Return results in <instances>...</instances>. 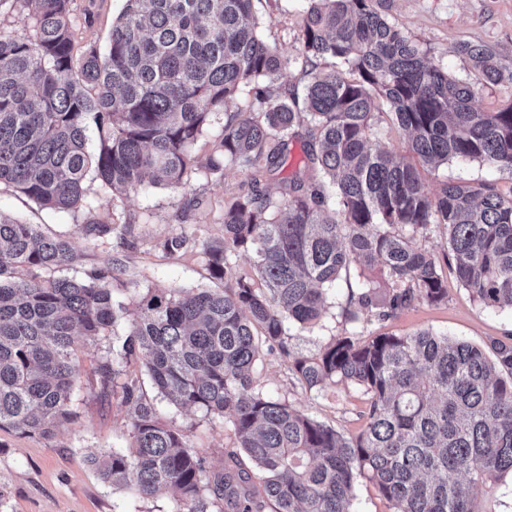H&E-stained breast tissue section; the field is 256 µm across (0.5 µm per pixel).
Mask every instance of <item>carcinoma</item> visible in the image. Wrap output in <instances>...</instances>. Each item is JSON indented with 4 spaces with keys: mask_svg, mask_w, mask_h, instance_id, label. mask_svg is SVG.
Instances as JSON below:
<instances>
[{
    "mask_svg": "<svg viewBox=\"0 0 512 512\" xmlns=\"http://www.w3.org/2000/svg\"><path fill=\"white\" fill-rule=\"evenodd\" d=\"M371 2L310 0L293 63L329 58L332 68L312 67L299 99L260 84L287 61L262 39L253 0H126L106 52L81 55L70 0H0L21 4L32 23L0 34V185L69 211L83 205L91 172L125 192L147 181L179 190L198 166L252 173L250 191L224 209L223 239L203 245L224 290L151 291L132 309L109 288L119 268L55 277L76 259L70 241L0 215V430L54 437L73 417L80 348L123 320L98 374L104 387L120 386L132 436L128 449L90 458L105 482L144 497L171 490L174 512H348L362 477L393 512H484L474 491L512 475V344L361 330L310 356L289 345L287 325L316 324L325 291L353 266L380 265L391 288L380 299L362 283L342 308L347 321L358 309L381 321L443 301L439 259L416 243L433 224L447 230L458 281L481 304L512 308V196L483 183H446L432 196L422 176L450 159L512 172V101L477 107L472 83L426 61ZM458 52L477 80L512 89V70L483 45L464 41ZM242 95L250 110L227 111ZM383 103L408 136V157L371 144ZM214 112L224 130L201 163L192 148ZM296 139L304 164L274 196L261 182L283 170ZM193 246L182 233L159 243L169 257ZM240 251L253 255V274L235 275ZM262 342L310 392L362 389L361 432L347 437L262 393ZM133 362L160 395L228 418L256 474L238 460L208 474L138 379L117 384Z\"/></svg>",
    "mask_w": 512,
    "mask_h": 512,
    "instance_id": "cac0c4a2",
    "label": "carcinoma"
}]
</instances>
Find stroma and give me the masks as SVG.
<instances>
[{
  "label": "stroma",
  "mask_w": 512,
  "mask_h": 512,
  "mask_svg": "<svg viewBox=\"0 0 512 512\" xmlns=\"http://www.w3.org/2000/svg\"><path fill=\"white\" fill-rule=\"evenodd\" d=\"M124 6L125 0H71L75 53L105 47ZM308 6V0L253 2L263 36L284 57L299 53L300 27ZM373 6L426 51L433 63L456 78L471 76L468 61L456 50L463 41L483 44L500 65L512 69V0H373ZM247 180V171L232 165L226 166L220 177L192 172L181 191L151 186L119 193L90 179L83 207L68 212L40 207L4 186L0 188V214L38 225L42 231L72 242L78 258L61 267L60 275L84 279L120 263L122 271L109 286L114 299L127 304L155 288L185 292L223 288V281L210 277L201 246L223 238L224 207L246 190ZM447 182H482L502 194L512 193V172L475 161L455 159L427 176L434 195ZM192 195L201 198L202 205L184 212L183 201ZM94 219L113 225L115 236L88 240L82 226ZM176 233L186 234L196 246L179 257L165 256L158 243ZM123 237L132 240V247H120ZM421 245L442 260L447 299L439 304L418 302L387 320L366 323L367 333L403 336L428 329L477 345L512 334V308L484 306L457 281L453 264L446 259L448 239L443 228H433ZM378 276V270L351 267L347 276L328 290L323 320L313 327H291L289 343L295 352L316 353L333 336L349 329V322L339 314L341 306L364 278ZM124 329V323H117L113 336L83 348L72 401L75 416L52 439L0 430V512H173L174 493L140 496L131 488L104 482L88 462L91 454L130 443L127 409L119 397L102 389L97 373L114 335L123 334ZM256 379L264 394L288 401L344 435H356L362 428L368 398L354 385L339 382L318 392L307 391L290 374L287 362L264 347L259 350ZM142 386L161 418L183 434L210 470L231 466L230 454L238 441L229 421L175 406L158 395L150 381H143Z\"/></svg>",
  "instance_id": "stroma-1"
}]
</instances>
